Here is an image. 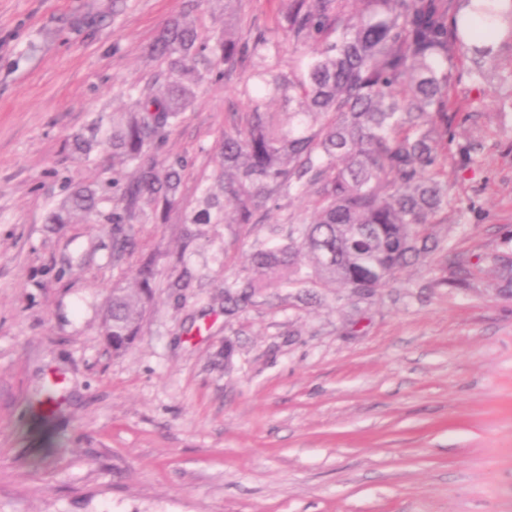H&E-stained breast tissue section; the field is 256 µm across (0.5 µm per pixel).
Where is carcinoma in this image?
I'll list each match as a JSON object with an SVG mask.
<instances>
[{"mask_svg": "<svg viewBox=\"0 0 512 512\" xmlns=\"http://www.w3.org/2000/svg\"><path fill=\"white\" fill-rule=\"evenodd\" d=\"M198 2L188 0L186 11L158 30L146 53L159 70L130 94V106L71 138L80 158L111 161L102 173L112 177L102 184L112 185V196L94 184L69 183L48 223L108 224L112 257H122L133 245L124 225L162 224L180 204L187 162L158 159L172 127L214 77L251 60L260 97L245 128L224 132L220 171L183 223L194 227L192 236L205 235L209 224H254L269 202L310 187L315 216L287 244L254 252L252 271L224 285V310L257 288L313 277L368 292L435 251L431 226L454 205L452 68L465 60L472 81L497 76V56L477 40L512 49V2L505 9L500 0H356L358 11L348 14V0H287L284 30L309 51L286 74L281 45L263 33L240 40L227 12L223 27L201 36ZM267 98L288 103V111H268ZM138 276L143 287L114 288L108 299L103 336L115 353L138 334L153 264Z\"/></svg>", "mask_w": 512, "mask_h": 512, "instance_id": "obj_1", "label": "carcinoma"}]
</instances>
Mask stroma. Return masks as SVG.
Returning a JSON list of instances; mask_svg holds the SVG:
<instances>
[{"label": "stroma", "mask_w": 512, "mask_h": 512, "mask_svg": "<svg viewBox=\"0 0 512 512\" xmlns=\"http://www.w3.org/2000/svg\"><path fill=\"white\" fill-rule=\"evenodd\" d=\"M122 2L0 0V512H512V81L455 69L438 250L364 294L259 288L228 313L225 283L312 218L308 192L184 242L183 208L251 109L250 66L170 132L180 206L134 224L129 255L99 225L46 221L67 182L99 180L68 139L153 78L145 49L186 5ZM282 8L236 0L235 33L282 40ZM148 260L139 333L113 354L105 298Z\"/></svg>", "instance_id": "1"}]
</instances>
